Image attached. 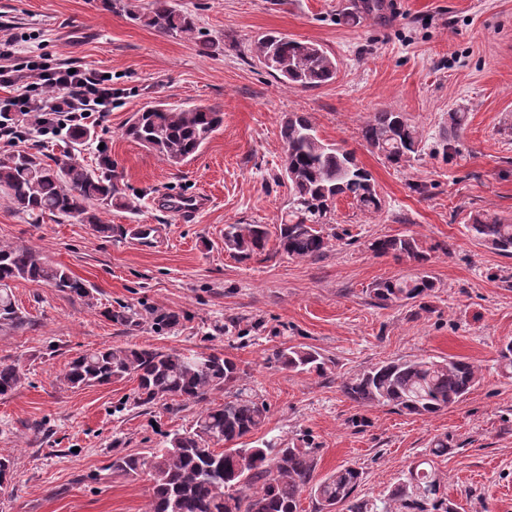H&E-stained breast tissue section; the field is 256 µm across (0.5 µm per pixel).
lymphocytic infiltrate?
<instances>
[{
	"label": "lymphocytic infiltrate",
	"mask_w": 512,
	"mask_h": 512,
	"mask_svg": "<svg viewBox=\"0 0 512 512\" xmlns=\"http://www.w3.org/2000/svg\"><path fill=\"white\" fill-rule=\"evenodd\" d=\"M11 39L0 42V140L12 141L20 120L41 130L81 124L95 112L112 108L109 78L69 65L45 66L18 58Z\"/></svg>",
	"instance_id": "lymphocytic-infiltrate-1"
}]
</instances>
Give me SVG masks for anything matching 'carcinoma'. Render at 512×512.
Instances as JSON below:
<instances>
[{
    "instance_id": "1",
    "label": "carcinoma",
    "mask_w": 512,
    "mask_h": 512,
    "mask_svg": "<svg viewBox=\"0 0 512 512\" xmlns=\"http://www.w3.org/2000/svg\"><path fill=\"white\" fill-rule=\"evenodd\" d=\"M131 18L167 36L195 37L196 20L177 9L173 0H153L147 13L128 11ZM252 53L268 73L290 87L314 88L336 77L338 61L322 45L270 32L254 41ZM224 113L216 106L183 108L161 104L139 110L126 123L123 135L179 166L196 154L221 128ZM91 137L90 130L75 128L62 157L41 151L20 150L0 159V198L33 220L49 213L89 225L98 234L112 233L98 207L119 200L117 184L108 175L111 161L100 168L85 166L77 146ZM282 170L288 181V209L277 219V246L288 256L313 259L328 247L324 225L330 223L335 200L353 199L367 212H378L382 201L372 175L359 165L355 153L322 140L310 118L290 112L281 124ZM362 139L395 167H404L421 155L423 134L401 112L373 113L362 129ZM468 230L486 247L512 256V221L488 211L470 217ZM270 232L265 224H227L224 250L239 259L265 251ZM377 257L424 263L427 250L419 239L384 236L369 242ZM43 283L58 292L91 298L84 280L59 263L45 259L27 246L0 245V330L32 326L28 314L16 304L11 284ZM435 282L426 274L415 278L380 281L371 289L382 305L422 299ZM283 368L295 373L327 370L325 358L306 346L275 351ZM133 376L138 382L136 404L158 401L205 403L194 424L166 436L163 447L151 456H115L109 470L117 476L151 477L147 512H299L300 498L315 499L317 512H456V505L441 492L435 459L448 454V437L431 443L428 458L410 467L403 477L379 496L366 499L357 490L363 472L340 465L317 477L316 446L292 448L283 441L267 440L251 446L243 439L265 422L266 404L238 385L237 362L216 353L107 346L73 359L63 381L80 389L109 384ZM23 373L15 363L0 362V396L21 386ZM471 363L455 358L431 357L383 361L341 382L342 393L361 406H389L407 415H432L458 403L475 386ZM225 392L224 403L209 406L213 392ZM212 441L224 442L217 450Z\"/></svg>"
}]
</instances>
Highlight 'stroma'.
I'll return each instance as SVG.
<instances>
[{
  "label": "stroma",
  "mask_w": 512,
  "mask_h": 512,
  "mask_svg": "<svg viewBox=\"0 0 512 512\" xmlns=\"http://www.w3.org/2000/svg\"><path fill=\"white\" fill-rule=\"evenodd\" d=\"M199 19L196 38H172L131 20L151 0H0V30L16 52L38 55L112 79L111 111L84 125L82 163L109 157L127 209L102 211L110 236L53 216L40 220L0 201V242L31 246L91 288V300L20 281L16 303L32 320L0 330V361L18 362L24 379L0 397V455L12 468L0 512H146L148 474L118 478L115 455H149L165 436L189 427L193 403H134L137 380L73 389L63 375L73 358L104 346H145L229 355L241 382L264 399L263 439L319 447L317 475L354 464L359 495L378 496L447 437L438 471L457 512H512V377L499 362L512 340V256L475 241L470 215L512 218V0H174ZM282 32L336 56L335 80L290 88L257 61L259 35ZM164 100L214 105L224 125L192 158L170 166L123 136L132 112ZM405 113L427 146L403 168L390 166L361 138L372 113ZM306 113L326 143L355 150L383 199L380 212L338 199L332 240L316 259H291L276 241L247 260L224 250L228 224H276L288 204L281 166L285 115ZM467 125L449 155L434 150L449 135L448 115ZM209 195L192 221L168 212L171 193ZM156 224L146 247L125 227ZM413 235L430 246L427 262L376 257L365 241ZM450 243V252L437 250ZM426 274L436 287L416 302L377 304L381 280ZM130 308L133 322L107 310ZM176 323H166V316ZM306 346L331 364L326 374H296L276 348ZM456 357L479 381L438 414L412 416L360 407L341 381L391 359Z\"/></svg>",
  "instance_id": "stroma-1"
}]
</instances>
